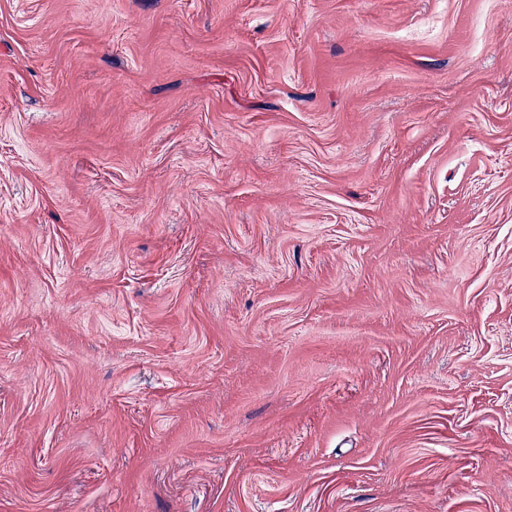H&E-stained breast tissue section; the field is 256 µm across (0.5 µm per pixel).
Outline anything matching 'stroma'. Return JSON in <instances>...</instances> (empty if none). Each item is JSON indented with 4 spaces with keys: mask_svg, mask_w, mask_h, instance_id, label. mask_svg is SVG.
<instances>
[{
    "mask_svg": "<svg viewBox=\"0 0 512 512\" xmlns=\"http://www.w3.org/2000/svg\"><path fill=\"white\" fill-rule=\"evenodd\" d=\"M0 512H512V0H0Z\"/></svg>",
    "mask_w": 512,
    "mask_h": 512,
    "instance_id": "stroma-1",
    "label": "stroma"
}]
</instances>
